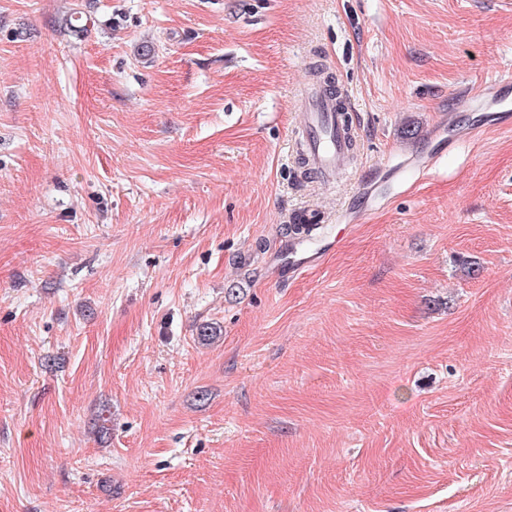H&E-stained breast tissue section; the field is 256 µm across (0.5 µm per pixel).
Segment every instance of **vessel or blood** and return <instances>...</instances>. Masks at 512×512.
I'll use <instances>...</instances> for the list:
<instances>
[{
  "label": "vessel or blood",
  "mask_w": 512,
  "mask_h": 512,
  "mask_svg": "<svg viewBox=\"0 0 512 512\" xmlns=\"http://www.w3.org/2000/svg\"><path fill=\"white\" fill-rule=\"evenodd\" d=\"M304 110L308 163L320 178H329L350 161L352 132L328 89L307 90Z\"/></svg>",
  "instance_id": "obj_1"
}]
</instances>
